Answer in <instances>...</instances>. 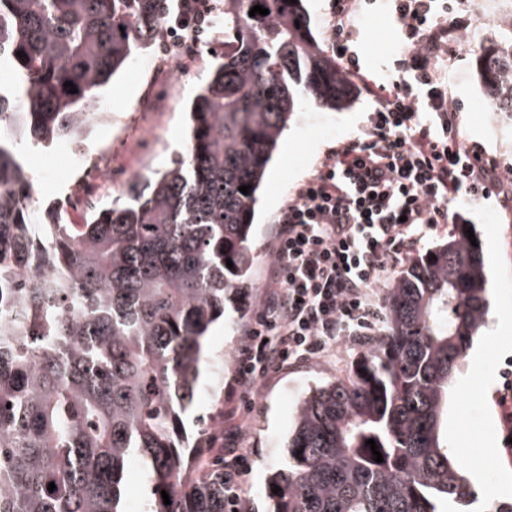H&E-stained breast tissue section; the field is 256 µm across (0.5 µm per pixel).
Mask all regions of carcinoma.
<instances>
[{
    "label": "carcinoma",
    "instance_id": "1",
    "mask_svg": "<svg viewBox=\"0 0 512 512\" xmlns=\"http://www.w3.org/2000/svg\"><path fill=\"white\" fill-rule=\"evenodd\" d=\"M255 5L269 14L249 16ZM169 10L168 0H0V68L28 98L16 131L0 136V512H122L134 462L147 512H224V466H193L181 419L203 338L245 286L258 192L298 93L335 111L353 94L303 0H224L232 40L188 107L187 160L131 182L124 204L82 224L49 213L36 229L35 178L17 146L84 137L103 118L89 111L97 91ZM503 28L481 47L478 76L512 112V23ZM13 122L0 91V128ZM467 229L454 225L396 278L388 329L351 375L299 400L288 459L268 484L273 512H464L474 501L443 429L448 383L488 305Z\"/></svg>",
    "mask_w": 512,
    "mask_h": 512
}]
</instances>
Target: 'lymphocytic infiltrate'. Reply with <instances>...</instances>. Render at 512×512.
<instances>
[{
    "label": "lymphocytic infiltrate",
    "instance_id": "1",
    "mask_svg": "<svg viewBox=\"0 0 512 512\" xmlns=\"http://www.w3.org/2000/svg\"><path fill=\"white\" fill-rule=\"evenodd\" d=\"M409 44L407 75L376 82L361 71L353 23L359 0H336L330 36L374 107L361 138L335 153L281 210L271 285L237 357L235 381L257 390L270 374L377 335V289L422 238L462 224L461 198H497L512 214V170L460 133L439 67L448 54L443 0H393Z\"/></svg>",
    "mask_w": 512,
    "mask_h": 512
}]
</instances>
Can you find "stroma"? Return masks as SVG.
I'll use <instances>...</instances> for the list:
<instances>
[{
    "mask_svg": "<svg viewBox=\"0 0 512 512\" xmlns=\"http://www.w3.org/2000/svg\"><path fill=\"white\" fill-rule=\"evenodd\" d=\"M448 18L460 30L459 55L449 61L448 89L460 110L463 136L479 143L487 155L512 167V116L475 111L485 101L476 72L480 44L497 39L502 22L512 14V0H447ZM355 24L360 32L359 65L378 81L397 75L395 63L408 57L409 48L396 30L385 0H366ZM480 31L479 42L469 39ZM224 38L216 28L200 37L197 57L172 68L153 107H145L143 87L148 73L127 66L102 90L96 101L109 118L98 123L86 138L96 150L109 153V166L96 182L92 202L110 203L120 198L129 180L174 167L186 157L187 106L217 62L215 52ZM371 101L355 94L340 111L305 101L283 132L259 192L251 246L252 266L247 286L235 303L212 324L204 342L198 394L183 422L189 440H202L201 455L212 463L224 456V438L233 435L237 447L250 452L249 471L240 494L249 512H266L269 476L282 468L288 431L301 394L310 387L346 378L359 343L339 344L334 356L271 374L259 391L249 392L234 382L235 361L245 332L260 309L269 270L274 260V218L297 189L320 168L337 148L356 140L367 123ZM25 165L37 186L32 214L43 220L44 211L63 197L77 176L67 145L23 148ZM470 212L480 236L488 275V313L477 336L478 366H465L448 386V445L460 461L475 490L472 512L487 505L512 500V451L505 444L501 409L497 402L504 375L512 371V222L496 199L471 210L468 200L457 203ZM223 356L224 375L215 379L209 360Z\"/></svg>",
    "mask_w": 512,
    "mask_h": 512,
    "instance_id": "35a3bbf8",
    "label": "stroma"
}]
</instances>
